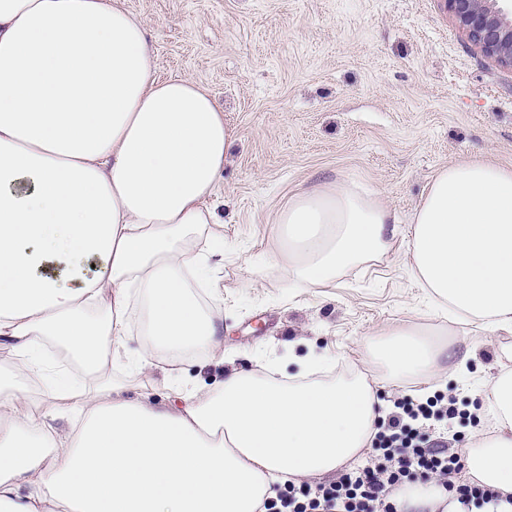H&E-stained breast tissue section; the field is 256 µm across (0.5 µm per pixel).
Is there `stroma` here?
Wrapping results in <instances>:
<instances>
[{
	"mask_svg": "<svg viewBox=\"0 0 512 512\" xmlns=\"http://www.w3.org/2000/svg\"><path fill=\"white\" fill-rule=\"evenodd\" d=\"M159 79L186 78L224 110L234 144L217 189L224 354L234 366L316 341L342 368L394 323L452 333L489 381L511 336L449 324L414 282L404 233L434 176L483 159L512 168V69L478 52L444 0H120ZM373 191L402 233L381 260L325 288H292L274 218L326 182Z\"/></svg>",
	"mask_w": 512,
	"mask_h": 512,
	"instance_id": "35a3bbf8",
	"label": "stroma"
}]
</instances>
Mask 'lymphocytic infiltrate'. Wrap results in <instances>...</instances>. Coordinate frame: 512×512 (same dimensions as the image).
Instances as JSON below:
<instances>
[{"mask_svg":"<svg viewBox=\"0 0 512 512\" xmlns=\"http://www.w3.org/2000/svg\"><path fill=\"white\" fill-rule=\"evenodd\" d=\"M442 394L426 400L403 395L393 411L382 418L366 462L343 472L336 480L312 486L306 483L277 489L265 504V512H396L389 501L393 486L404 481H442L451 499L462 506H482L497 501L489 489L454 482L463 467L462 455L444 441L429 439L417 421L437 416L454 419L460 411L443 405Z\"/></svg>","mask_w":512,"mask_h":512,"instance_id":"f902f5d3","label":"lymphocytic infiltrate"}]
</instances>
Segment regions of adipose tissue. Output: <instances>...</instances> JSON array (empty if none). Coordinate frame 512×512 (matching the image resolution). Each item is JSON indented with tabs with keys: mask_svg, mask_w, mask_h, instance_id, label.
Wrapping results in <instances>:
<instances>
[{
	"mask_svg": "<svg viewBox=\"0 0 512 512\" xmlns=\"http://www.w3.org/2000/svg\"><path fill=\"white\" fill-rule=\"evenodd\" d=\"M233 134L209 93L158 79L143 25L111 0H0V512H265L276 487L336 473L372 446L382 384L469 373L457 350L398 324L366 365L274 356L205 388L169 354L223 366L213 258L195 248ZM280 257L323 288L383 257L399 226L375 193L331 182L276 219ZM409 267L449 319L512 335V169L474 160L433 178L409 226ZM142 348L127 344L131 331ZM465 478L512 512V369L481 392ZM64 418L68 430L55 422ZM399 512H456L436 482H406Z\"/></svg>",
	"mask_w": 512,
	"mask_h": 512,
	"instance_id": "obj_1",
	"label": "adipose tissue"
}]
</instances>
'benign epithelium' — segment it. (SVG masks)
Listing matches in <instances>:
<instances>
[{
  "instance_id": "obj_1",
  "label": "benign epithelium",
  "mask_w": 512,
  "mask_h": 512,
  "mask_svg": "<svg viewBox=\"0 0 512 512\" xmlns=\"http://www.w3.org/2000/svg\"><path fill=\"white\" fill-rule=\"evenodd\" d=\"M468 41L484 57L512 69V8L503 0H445Z\"/></svg>"
}]
</instances>
